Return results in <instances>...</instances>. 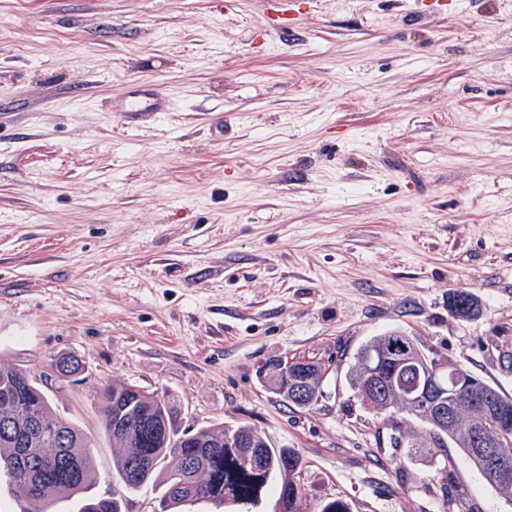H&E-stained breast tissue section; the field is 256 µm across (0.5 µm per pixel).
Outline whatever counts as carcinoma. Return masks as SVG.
<instances>
[{
    "mask_svg": "<svg viewBox=\"0 0 512 512\" xmlns=\"http://www.w3.org/2000/svg\"><path fill=\"white\" fill-rule=\"evenodd\" d=\"M379 351L403 362L395 379L399 387L415 382L417 366L430 353L414 337L394 330L366 342L357 353V363ZM279 363L276 359L269 364L273 393L297 408L316 403L321 380L313 379L308 398H291L285 392L284 379L278 375ZM21 374L29 376V381L20 397L0 386V477L5 490L18 499L45 505L79 495V512H92L97 507L101 512H124L122 499L92 492L96 462L86 432L69 421L62 440L47 436L57 416L50 400L41 395L36 376L0 362V381ZM481 393L493 395L501 412L512 416L511 397L484 381ZM101 401L104 415L125 409L139 419L131 434L111 435L112 479L128 492L159 482L161 512H184L185 506L199 502L231 508L233 512H253L273 489L280 494L288 491L292 497L288 512H296L303 485L302 460L294 449L261 443L258 432L249 425L234 427L229 440L224 427H203L198 432L201 447L185 448L182 433L175 428L165 399L157 392L132 384L112 385L103 390ZM454 405L460 427L444 434V438L461 449L490 486L512 496V484H500L467 446L465 430L478 419L474 404L460 400ZM410 411L416 421L427 426L435 443H440L428 409L415 405ZM169 457L174 459V467L166 472L163 465Z\"/></svg>",
    "mask_w": 512,
    "mask_h": 512,
    "instance_id": "1",
    "label": "carcinoma"
}]
</instances>
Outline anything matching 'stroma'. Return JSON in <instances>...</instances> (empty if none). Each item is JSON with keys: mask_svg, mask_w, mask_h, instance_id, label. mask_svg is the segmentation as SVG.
<instances>
[{"mask_svg": "<svg viewBox=\"0 0 512 512\" xmlns=\"http://www.w3.org/2000/svg\"><path fill=\"white\" fill-rule=\"evenodd\" d=\"M268 3L0 0V360L84 362L49 396L101 493L97 395L131 383L178 430L296 449L297 512H512L459 449L452 480L429 465L413 418L417 457L391 447L347 379L402 330L512 397V0H303L281 28ZM133 81L173 112L107 111ZM286 355L329 367L316 405L269 391Z\"/></svg>", "mask_w": 512, "mask_h": 512, "instance_id": "35a3bbf8", "label": "stroma"}]
</instances>
